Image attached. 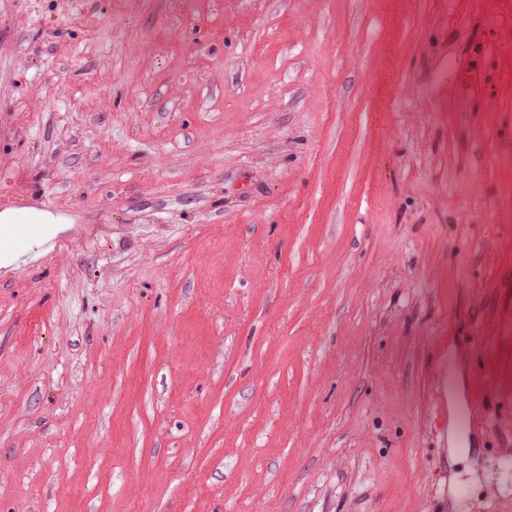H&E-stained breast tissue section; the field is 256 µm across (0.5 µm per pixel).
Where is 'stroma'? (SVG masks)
<instances>
[{
	"mask_svg": "<svg viewBox=\"0 0 512 512\" xmlns=\"http://www.w3.org/2000/svg\"><path fill=\"white\" fill-rule=\"evenodd\" d=\"M8 209L0 512H512V0H0ZM26 216L42 221L53 220L52 216L38 212L6 210L0 214V222L3 224L0 225V236L9 242L12 256L24 252L34 242L45 238L48 234L46 224H15Z\"/></svg>",
	"mask_w": 512,
	"mask_h": 512,
	"instance_id": "obj_1",
	"label": "stroma"
}]
</instances>
